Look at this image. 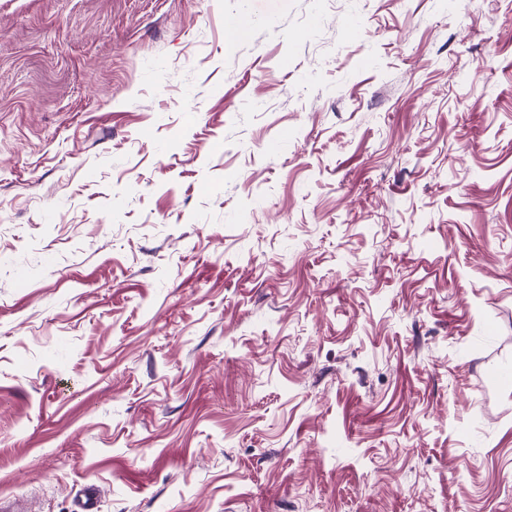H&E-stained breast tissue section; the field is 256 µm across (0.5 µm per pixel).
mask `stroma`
<instances>
[{
    "label": "stroma",
    "instance_id": "stroma-1",
    "mask_svg": "<svg viewBox=\"0 0 512 512\" xmlns=\"http://www.w3.org/2000/svg\"><path fill=\"white\" fill-rule=\"evenodd\" d=\"M87 486L512 512V0H0V500Z\"/></svg>",
    "mask_w": 512,
    "mask_h": 512
}]
</instances>
